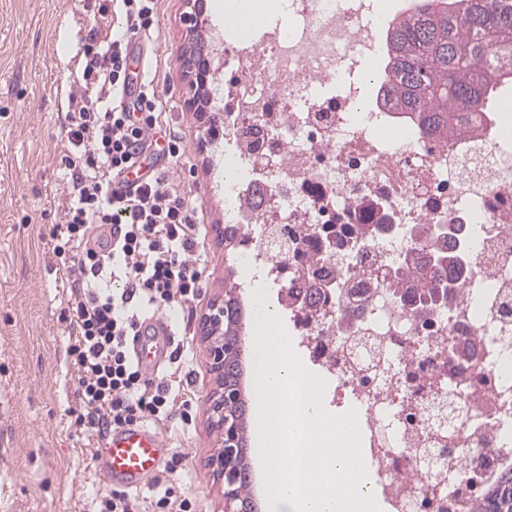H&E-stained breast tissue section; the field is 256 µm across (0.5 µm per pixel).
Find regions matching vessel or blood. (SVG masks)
<instances>
[{
  "instance_id": "b4317fda",
  "label": "vessel or blood",
  "mask_w": 512,
  "mask_h": 512,
  "mask_svg": "<svg viewBox=\"0 0 512 512\" xmlns=\"http://www.w3.org/2000/svg\"><path fill=\"white\" fill-rule=\"evenodd\" d=\"M151 336L137 339L134 349L143 369L155 374L165 360L160 346L162 339L172 334L170 320L162 315L149 321ZM164 442L153 428L140 424L125 427L97 444V464L105 479L127 487L140 486L160 469Z\"/></svg>"
}]
</instances>
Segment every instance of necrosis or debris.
<instances>
[{"label":"necrosis or debris","mask_w":512,"mask_h":512,"mask_svg":"<svg viewBox=\"0 0 512 512\" xmlns=\"http://www.w3.org/2000/svg\"><path fill=\"white\" fill-rule=\"evenodd\" d=\"M256 39L225 43L231 223L279 298L328 405L363 407L362 451L390 512H473L512 473V138L503 112L419 138L369 77L384 56L375 0H287ZM380 223L372 239L362 224ZM455 224L460 290L415 310L386 288L419 224ZM293 256L277 262L274 242ZM329 261L303 269L309 242Z\"/></svg>","instance_id":"necrosis-or-debris-1"}]
</instances>
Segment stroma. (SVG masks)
<instances>
[{
	"mask_svg": "<svg viewBox=\"0 0 512 512\" xmlns=\"http://www.w3.org/2000/svg\"><path fill=\"white\" fill-rule=\"evenodd\" d=\"M185 11L184 0H158L156 25L130 46L131 56L145 58L162 131L183 140L167 176L196 209L204 258L197 300L165 312L184 354L161 373L192 398V419L175 414L154 427L177 460L176 492L197 512H224L211 467L219 434L207 413L217 379L199 334L202 314L224 295V135L190 109L195 91L179 62L189 47H219L224 23L209 4L192 26ZM124 25L112 0H0V512H97L113 490L96 467L95 436L74 423V296L51 232L70 203L65 158L73 151L70 117L88 94L84 52Z\"/></svg>",
	"mask_w": 512,
	"mask_h": 512,
	"instance_id": "obj_1",
	"label": "stroma"
}]
</instances>
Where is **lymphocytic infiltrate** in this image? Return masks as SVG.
I'll list each match as a JSON object with an SVG mask.
<instances>
[{
    "label": "lymphocytic infiltrate",
    "mask_w": 512,
    "mask_h": 512,
    "mask_svg": "<svg viewBox=\"0 0 512 512\" xmlns=\"http://www.w3.org/2000/svg\"><path fill=\"white\" fill-rule=\"evenodd\" d=\"M122 31L98 45L84 69L93 95L71 118L72 202L52 238V253L76 292L68 353L78 373L75 423L106 435L171 416L168 385L148 377L133 343L159 309L190 305L201 288L200 226L188 198L172 191L157 160L184 153L176 137L157 138L155 90L135 88L129 46L149 31L157 0H118ZM99 512H194L165 486L150 503L113 492Z\"/></svg>",
    "instance_id": "f902f5d3"
}]
</instances>
